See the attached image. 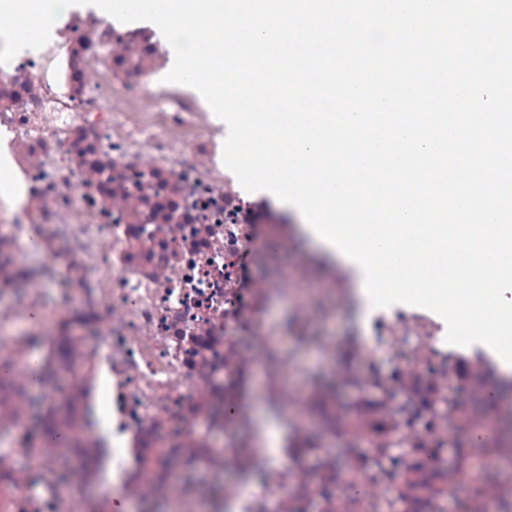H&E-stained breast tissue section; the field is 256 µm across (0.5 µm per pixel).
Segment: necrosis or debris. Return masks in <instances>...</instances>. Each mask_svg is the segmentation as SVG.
I'll list each match as a JSON object with an SVG mask.
<instances>
[{"label": "necrosis or debris", "mask_w": 512, "mask_h": 512, "mask_svg": "<svg viewBox=\"0 0 512 512\" xmlns=\"http://www.w3.org/2000/svg\"><path fill=\"white\" fill-rule=\"evenodd\" d=\"M152 23L73 9L49 42L0 64V512H98L96 491L163 512H428L473 468L452 446L444 330L377 309V334L326 340L337 387L289 381L283 349L318 306L309 260L266 198L222 162L227 129L192 87L165 82ZM290 309L270 324L269 301ZM394 375L373 395L371 360ZM318 417L344 464L297 426L277 448L240 441L254 404ZM111 412L103 428L94 409ZM399 473L380 471L387 457ZM225 474L215 488L199 476Z\"/></svg>", "instance_id": "necrosis-or-debris-1"}]
</instances>
